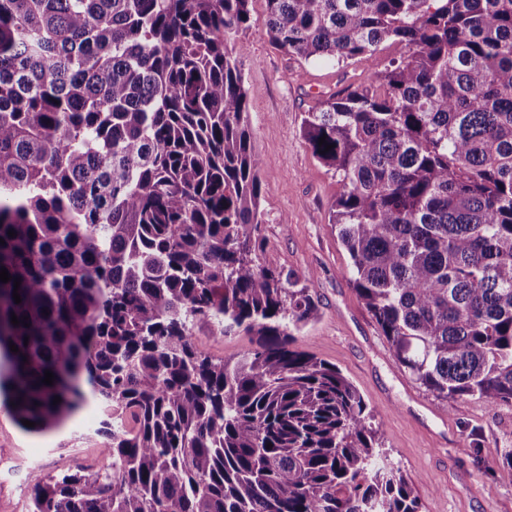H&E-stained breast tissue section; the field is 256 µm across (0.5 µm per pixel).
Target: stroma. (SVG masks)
Instances as JSON below:
<instances>
[{"mask_svg": "<svg viewBox=\"0 0 512 512\" xmlns=\"http://www.w3.org/2000/svg\"><path fill=\"white\" fill-rule=\"evenodd\" d=\"M249 29L236 37L248 96L251 136L262 160L260 261L308 274L318 319L296 337L299 350L335 365L359 389L389 462L420 496V512H512V402L474 397L436 400L395 358L349 282L350 257L330 221L342 184L302 136L305 113L334 93L363 85L373 70L406 57L404 45H380L369 59L305 61L272 45L264 0H252ZM101 411L87 404L45 433L21 429L0 406V512H29L31 471L56 475L105 468L97 429Z\"/></svg>", "mask_w": 512, "mask_h": 512, "instance_id": "stroma-1", "label": "stroma"}]
</instances>
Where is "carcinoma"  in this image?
Here are the masks:
<instances>
[{"instance_id": "1", "label": "carcinoma", "mask_w": 512, "mask_h": 512, "mask_svg": "<svg viewBox=\"0 0 512 512\" xmlns=\"http://www.w3.org/2000/svg\"><path fill=\"white\" fill-rule=\"evenodd\" d=\"M251 2L0 0V403L42 433L93 400L111 457L32 471L31 512H419L356 386L292 347L309 274L259 261L228 49ZM264 2L306 61L409 48L303 137L396 359L438 400L511 402L512 0ZM203 328L258 343L213 358Z\"/></svg>"}]
</instances>
